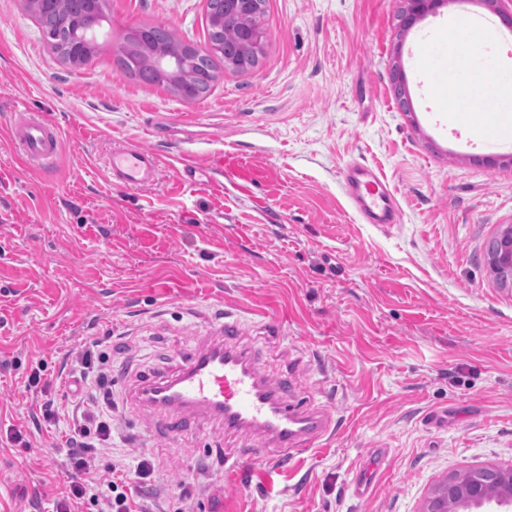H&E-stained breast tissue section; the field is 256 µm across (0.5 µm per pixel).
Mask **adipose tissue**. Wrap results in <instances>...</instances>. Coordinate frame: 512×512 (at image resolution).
<instances>
[{
	"mask_svg": "<svg viewBox=\"0 0 512 512\" xmlns=\"http://www.w3.org/2000/svg\"><path fill=\"white\" fill-rule=\"evenodd\" d=\"M455 28L458 37L448 49V71L442 83L446 99L458 113L480 110L485 100H495V108L485 113V126L511 127L512 68L489 56L488 35L476 32L468 17H459Z\"/></svg>",
	"mask_w": 512,
	"mask_h": 512,
	"instance_id": "ef3b65f1",
	"label": "adipose tissue"
}]
</instances>
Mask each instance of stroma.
<instances>
[{"label": "stroma", "mask_w": 512, "mask_h": 512, "mask_svg": "<svg viewBox=\"0 0 512 512\" xmlns=\"http://www.w3.org/2000/svg\"><path fill=\"white\" fill-rule=\"evenodd\" d=\"M405 7L266 0L258 65L215 59L218 82L188 102L125 74L116 49L159 23L205 45V0H106L81 67L25 0H0V512H51L74 480L70 419L40 407L73 398L64 366L91 345L110 355L99 464L149 455L157 490L126 489L147 512H418L447 475L512 467V287L488 259L512 226V134L478 141V114L453 132L428 92L448 62L429 48L455 17L512 32L479 0H445L408 30ZM20 99L61 132L52 171L13 146ZM127 146L159 153L152 185L110 178ZM353 160L386 183L398 224L360 222L341 176ZM227 309L265 378H292V403L331 413L324 446L277 467L251 432L204 415L196 434L168 437L136 401L143 375L207 346ZM39 363L46 384L28 387ZM228 456L244 462L229 480Z\"/></svg>", "instance_id": "1"}]
</instances>
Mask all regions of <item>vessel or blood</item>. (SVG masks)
<instances>
[{"instance_id":"b4317fda","label":"vessel or blood","mask_w":512,"mask_h":512,"mask_svg":"<svg viewBox=\"0 0 512 512\" xmlns=\"http://www.w3.org/2000/svg\"><path fill=\"white\" fill-rule=\"evenodd\" d=\"M14 112L11 137L17 151L30 164L53 169L61 149L59 130L28 113L25 103H18ZM158 166L156 153L134 147L113 153L109 169L122 184L146 187L153 183ZM342 178L362 222L399 223L396 202L373 169L352 161L344 167ZM217 330L218 340L185 357L177 371L156 372L141 382L137 396L161 410V428L172 436L192 435L195 414L218 415L231 429L261 434L279 463L320 446L335 429L327 410L295 408L288 401V381L266 383L253 356L231 350L239 336L235 319L225 317Z\"/></svg>"}]
</instances>
